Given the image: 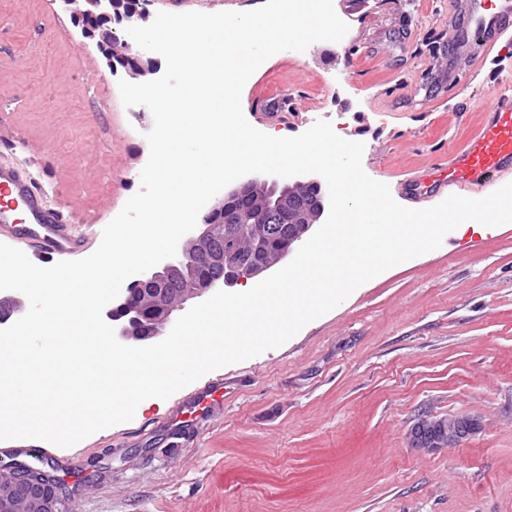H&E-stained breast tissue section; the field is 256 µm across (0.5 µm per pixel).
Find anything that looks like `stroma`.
Instances as JSON below:
<instances>
[{
    "mask_svg": "<svg viewBox=\"0 0 512 512\" xmlns=\"http://www.w3.org/2000/svg\"><path fill=\"white\" fill-rule=\"evenodd\" d=\"M69 0H0V162L30 172L53 203L110 223L140 188L153 127L125 107ZM346 42L287 54L248 84L259 130L287 137L320 119L363 143L362 165L398 189L475 132L501 51L459 47L460 0H336ZM292 93L288 117L266 104ZM109 99L110 109L100 107ZM224 406L191 430L163 419L189 385L81 446L92 456L59 493L73 512H512V223L441 246L359 286L284 345L219 369ZM476 415L456 448L422 452L419 415Z\"/></svg>",
    "mask_w": 512,
    "mask_h": 512,
    "instance_id": "obj_1",
    "label": "stroma"
}]
</instances>
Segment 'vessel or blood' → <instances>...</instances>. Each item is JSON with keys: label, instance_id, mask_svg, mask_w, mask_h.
Wrapping results in <instances>:
<instances>
[{"label": "vessel or blood", "instance_id": "b4317fda", "mask_svg": "<svg viewBox=\"0 0 512 512\" xmlns=\"http://www.w3.org/2000/svg\"><path fill=\"white\" fill-rule=\"evenodd\" d=\"M512 28V0H469L468 21L454 33L460 46L481 43L491 50L502 32ZM512 173V88L495 90L482 109L480 130L422 174H410L401 182L406 196L414 202L446 197L464 188L488 187L505 173ZM46 189L29 173L0 163V241L8 240L30 249L35 261L60 262L85 252L87 232L80 229L70 211L53 207ZM224 394V381H209L189 401L179 403L167 419L168 425L187 424L194 416L213 410ZM30 442L0 452L14 466L26 465L41 456ZM53 477L75 478L81 460L68 456L46 461Z\"/></svg>", "mask_w": 512, "mask_h": 512}]
</instances>
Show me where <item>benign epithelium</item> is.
<instances>
[{
  "label": "benign epithelium",
  "mask_w": 512,
  "mask_h": 512,
  "mask_svg": "<svg viewBox=\"0 0 512 512\" xmlns=\"http://www.w3.org/2000/svg\"><path fill=\"white\" fill-rule=\"evenodd\" d=\"M83 9L77 19L83 32L98 38V46L109 68L116 61L131 62L130 72L143 76L149 71L151 60L145 50L135 49L127 40H118L112 24L124 27L138 25L143 19L142 9L135 0H81ZM263 194L261 210L247 214L243 209L257 194ZM328 197L317 180L281 184L276 180L247 178L224 192L201 218V227L175 257L162 261L158 267L138 281L131 283L124 294L113 301L108 310L116 322V337L124 341L146 342L158 335L160 328L173 320V314L184 302L199 298L218 285L230 286L241 279L263 276L286 258L306 240L313 225L325 213ZM251 221V242L254 252L245 254L227 241L223 224ZM276 224L287 226L284 243L277 250L264 248L274 235ZM204 261L199 266L196 260ZM211 269L221 275L213 277ZM182 285L179 297L171 299L169 285ZM480 428L479 420L469 414L448 417L422 416L410 431L411 444L423 451H432L443 445L459 446ZM59 490L46 476L32 471L18 470L9 482L0 486V512H16L23 503L27 512H59Z\"/></svg>",
  "instance_id": "7a95c632"
}]
</instances>
